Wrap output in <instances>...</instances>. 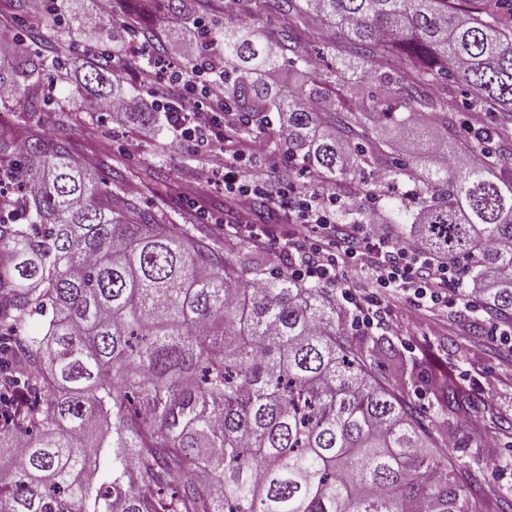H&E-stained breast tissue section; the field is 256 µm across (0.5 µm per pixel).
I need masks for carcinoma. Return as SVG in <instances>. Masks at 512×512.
Here are the masks:
<instances>
[{
  "mask_svg": "<svg viewBox=\"0 0 512 512\" xmlns=\"http://www.w3.org/2000/svg\"><path fill=\"white\" fill-rule=\"evenodd\" d=\"M276 44L202 25L224 47V104L239 133L285 122L276 146L322 184L370 200L410 191L409 236L512 320V172L456 130L448 81L470 111L512 119V16L502 0H247ZM0 67V103L42 112L47 61L30 33ZM324 42L329 73L310 74ZM404 59L387 69V57ZM285 69L287 83L255 79ZM100 103L123 96L111 57L87 66ZM362 108L427 147L388 160L354 122ZM0 512H488L464 466L344 333L336 300L283 271L250 270L101 187L59 139L0 131ZM43 318L40 329L27 321ZM428 379L442 410L466 402L448 367Z\"/></svg>",
  "mask_w": 512,
  "mask_h": 512,
  "instance_id": "carcinoma-1",
  "label": "carcinoma"
}]
</instances>
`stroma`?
<instances>
[{"label":"stroma","mask_w":512,"mask_h":512,"mask_svg":"<svg viewBox=\"0 0 512 512\" xmlns=\"http://www.w3.org/2000/svg\"><path fill=\"white\" fill-rule=\"evenodd\" d=\"M112 15L103 25L109 37L103 42L81 44L79 56L90 58L115 45L128 44L130 36L121 27L122 16L131 14L140 27L163 32L165 21L156 6L133 7L130 0H113ZM0 14L13 20L18 29L39 33L48 60H55L56 45L70 44L65 28L46 26L32 18L17 0H0ZM114 66L124 90L138 97L144 110L153 114L143 124L131 116H118L86 108L88 93L82 69L71 66L56 81L52 93L60 105L52 112H9L0 119V129L16 139H24L34 126L63 136L71 155L77 159L94 158L95 171L104 177L109 190L120 192L137 210L150 213L156 223L175 225L185 237L201 239L215 249L224 247V223L231 221L224 195V183L217 180L207 186L203 204L208 217H194L185 193L191 186L197 167L209 159L200 145L183 140L166 112L157 108L164 99L168 82L160 79L151 87L140 83V70L116 56ZM349 338L365 346L381 342L386 350L375 359L372 369L379 378H390L395 362L404 367L401 383L412 402L420 406L434 423L433 435L448 441V455L462 463L477 477L481 496L490 506L512 503V343L488 346L485 329L488 315L483 310L456 306L449 314L456 327L435 331L404 311L392 310L391 320L403 323L402 332H393L379 324L359 326L346 302H339ZM485 346L482 357H475L477 346ZM448 365L455 381L473 394L471 415L481 418V426H472L469 417L446 415L437 404L425 380L429 356ZM500 475L489 479L488 468Z\"/></svg>","instance_id":"35a3bbf8"}]
</instances>
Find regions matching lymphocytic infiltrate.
Masks as SVG:
<instances>
[{"instance_id": "1", "label": "lymphocytic infiltrate", "mask_w": 512, "mask_h": 512, "mask_svg": "<svg viewBox=\"0 0 512 512\" xmlns=\"http://www.w3.org/2000/svg\"><path fill=\"white\" fill-rule=\"evenodd\" d=\"M169 75L174 101L166 109L174 118L185 140L206 143L224 116V81L222 77L204 78L195 66L173 71L165 57L153 59L144 73L145 82ZM224 169L216 171L205 163L195 175L196 188H204L216 174H223L224 188L235 206L236 222L229 225L224 238L226 249L249 244L265 245L269 234L254 222L255 202L269 198L276 208L287 211L295 229L279 239V246L292 249L298 256L295 277L314 283L348 286L363 285L361 295L346 294L345 299L357 310L356 320L373 325L379 310L392 301L406 300L411 313L432 327H439L438 314L448 306L464 304L477 307L478 289L465 287L457 271L429 255L422 245L395 239L379 210H371L366 223L341 221L339 198L316 190L299 189L293 182L292 169L284 161L267 159L277 175V189L262 184L249 185L240 176L242 163L250 157L249 149L237 142L224 145Z\"/></svg>"}]
</instances>
